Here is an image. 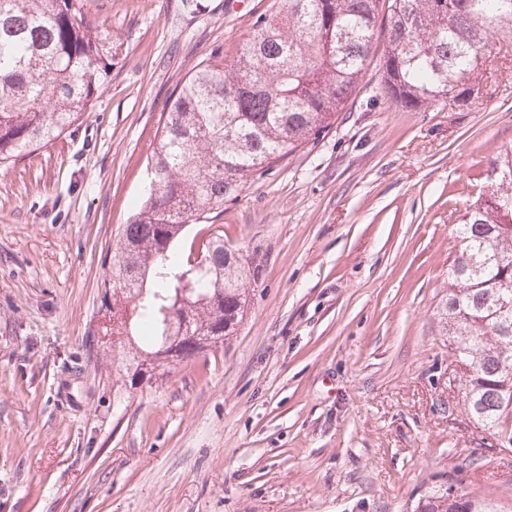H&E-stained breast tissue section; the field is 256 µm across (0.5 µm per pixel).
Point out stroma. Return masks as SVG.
<instances>
[{
  "label": "stroma",
  "instance_id": "1",
  "mask_svg": "<svg viewBox=\"0 0 512 512\" xmlns=\"http://www.w3.org/2000/svg\"><path fill=\"white\" fill-rule=\"evenodd\" d=\"M273 0H95L94 107L0 164V512H414L447 484L512 512V450L448 404L454 226L512 154V95L407 111L367 70L335 125L225 202L259 264L233 342L131 385L104 257L166 102Z\"/></svg>",
  "mask_w": 512,
  "mask_h": 512
}]
</instances>
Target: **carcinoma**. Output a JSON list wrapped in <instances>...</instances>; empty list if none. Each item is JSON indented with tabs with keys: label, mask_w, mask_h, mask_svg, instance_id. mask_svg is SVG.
<instances>
[{
	"label": "carcinoma",
	"mask_w": 512,
	"mask_h": 512,
	"mask_svg": "<svg viewBox=\"0 0 512 512\" xmlns=\"http://www.w3.org/2000/svg\"><path fill=\"white\" fill-rule=\"evenodd\" d=\"M93 0H0V164L58 139L90 110L112 68V32ZM385 36L383 52L375 46ZM512 45V0H279L231 62L214 52L169 99L150 192L110 255L103 281L112 335L161 367L171 322L189 320L177 362L230 342L261 269L224 248L211 219L224 200L332 128L375 65L391 103L417 111L487 85L484 58ZM512 158L491 161L456 224L448 342L474 372L462 405L478 427L512 428ZM200 224L192 240L188 227ZM419 512H494L441 485Z\"/></svg>",
	"instance_id": "cac0c4a2"
}]
</instances>
